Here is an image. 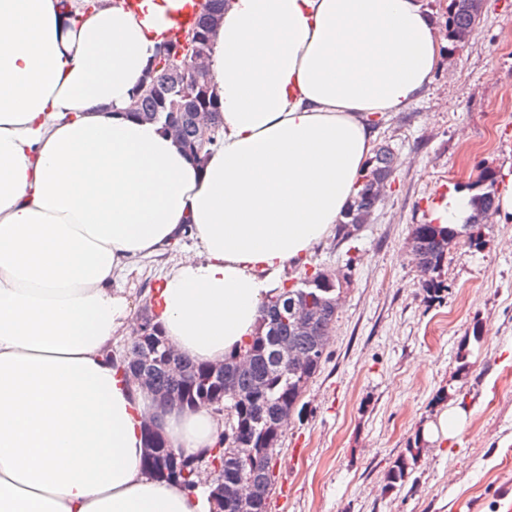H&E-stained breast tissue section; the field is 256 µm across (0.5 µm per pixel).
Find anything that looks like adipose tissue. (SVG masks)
Masks as SVG:
<instances>
[{
	"label": "adipose tissue",
	"mask_w": 512,
	"mask_h": 512,
	"mask_svg": "<svg viewBox=\"0 0 512 512\" xmlns=\"http://www.w3.org/2000/svg\"><path fill=\"white\" fill-rule=\"evenodd\" d=\"M185 2L0 0V512H212L142 466L148 418L195 457L220 425L124 376L116 276L193 233L154 320L197 362L241 353L440 62L423 0H226L219 132L193 157L130 110Z\"/></svg>",
	"instance_id": "1"
}]
</instances>
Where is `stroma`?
<instances>
[{"label": "stroma", "mask_w": 512, "mask_h": 512, "mask_svg": "<svg viewBox=\"0 0 512 512\" xmlns=\"http://www.w3.org/2000/svg\"><path fill=\"white\" fill-rule=\"evenodd\" d=\"M424 4L442 62L416 103L376 126L398 159L389 187L354 239L328 236L282 275L318 267L343 292L274 452L269 512H512V223L449 249L436 300L407 253L449 192L512 163V0H486L462 45L447 36L450 0ZM194 247L185 237L122 280L132 317ZM449 407L464 410L454 436L425 444L415 484L386 489L389 466Z\"/></svg>", "instance_id": "stroma-1"}]
</instances>
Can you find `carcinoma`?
<instances>
[{
  "label": "carcinoma",
  "mask_w": 512,
  "mask_h": 512,
  "mask_svg": "<svg viewBox=\"0 0 512 512\" xmlns=\"http://www.w3.org/2000/svg\"><path fill=\"white\" fill-rule=\"evenodd\" d=\"M225 0H207L201 7L193 31L209 37L212 27L224 11ZM482 0H450L448 9V39L464 44L480 19ZM149 83L158 84L167 95L177 88L180 77L170 74L166 68H151ZM201 103L211 110L212 119H217L220 103L211 90L210 75L200 81ZM161 110V103L154 96L139 98L136 112L146 119ZM173 134L192 149L197 141L195 118L190 110L177 114ZM395 167L394 155L387 149L377 150L352 203L337 224L336 234L349 239L366 223L376 204L379 190L385 188ZM496 177L489 170L482 171L466 189L471 192L468 205L471 214L461 227L452 224H417L413 227L409 248L419 263L422 276L421 288L431 298L439 297L443 291L437 273L448 254V249L459 241L477 246L482 243V222L486 214L496 208ZM341 294L338 281L321 282L319 286L301 290L282 287L279 292L264 302L261 319L254 336L244 352L224 359V368L215 379L205 383L208 365L180 357L172 366L164 359L167 339L153 316L144 314L147 336L135 337L131 345L144 355L139 368L152 377L154 392L165 394L180 391L186 399V408L197 410L213 404L219 386H224V445L209 450L208 458L217 460L224 469V481L245 479L252 484V498L238 504L228 501L214 488L209 498L217 512H268V500L272 490V459L279 447L280 421L288 417L298 403L309 381L320 370L324 360L325 345L321 339L327 337L336 320L337 301ZM311 303L321 314L305 331L293 327L287 309L298 304ZM287 342L299 350L304 363L295 366L277 365L271 356L273 344ZM251 442L254 454L246 459L235 453L237 443ZM418 449L409 448L397 457L385 474L391 489L403 487L416 469ZM144 469L161 479L173 480L188 488L195 487L191 463L167 454H157L151 461H142Z\"/></svg>",
  "instance_id": "cac0c4a2"
}]
</instances>
